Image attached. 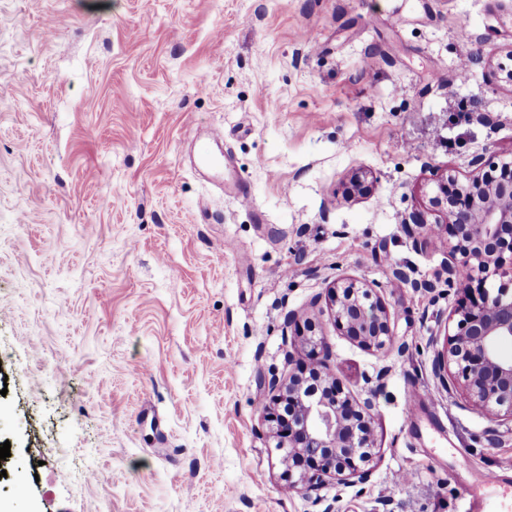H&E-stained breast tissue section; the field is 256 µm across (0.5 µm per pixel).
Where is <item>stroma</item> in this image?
I'll use <instances>...</instances> for the list:
<instances>
[{
  "mask_svg": "<svg viewBox=\"0 0 512 512\" xmlns=\"http://www.w3.org/2000/svg\"><path fill=\"white\" fill-rule=\"evenodd\" d=\"M510 46L512 0H0V500L474 512L475 476L512 482V423L434 375L448 240L405 224L431 171L512 158ZM210 129L247 202L191 163ZM356 173L374 188L351 199ZM397 267L431 289L391 287ZM341 278L377 288L388 352L313 308ZM291 311L354 397L386 373L372 479L321 505L264 435V377L304 356Z\"/></svg>",
  "mask_w": 512,
  "mask_h": 512,
  "instance_id": "obj_1",
  "label": "stroma"
}]
</instances>
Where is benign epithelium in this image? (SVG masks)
<instances>
[{
    "mask_svg": "<svg viewBox=\"0 0 512 512\" xmlns=\"http://www.w3.org/2000/svg\"><path fill=\"white\" fill-rule=\"evenodd\" d=\"M477 174L461 180L435 173L432 195L412 211L407 224H434L448 238V287L457 305L448 315L435 373L490 420L512 421V356L500 351L512 342V160L472 158ZM327 309L341 335L359 346L384 352L395 334L377 289L353 278L337 280L327 292ZM307 361L288 380H263L269 402L267 434L281 452L288 489L317 493L330 481L373 475L378 448L372 411L384 373L367 397L355 400L332 378L329 347L316 324L298 329Z\"/></svg>",
    "mask_w": 512,
    "mask_h": 512,
    "instance_id": "benign-epithelium-1",
    "label": "benign epithelium"
}]
</instances>
